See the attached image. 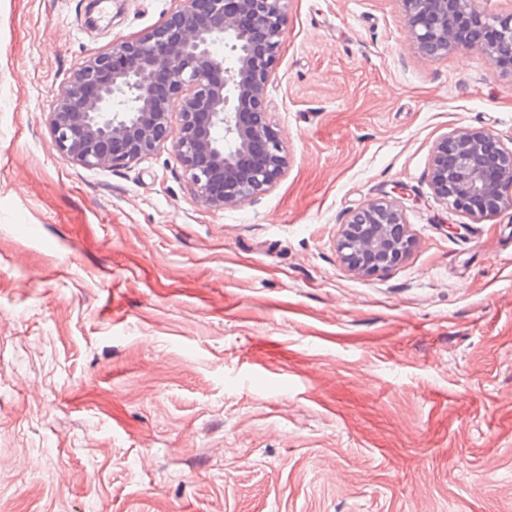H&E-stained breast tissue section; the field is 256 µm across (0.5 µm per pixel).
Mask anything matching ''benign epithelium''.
<instances>
[{
  "label": "benign epithelium",
  "instance_id": "7a95c632",
  "mask_svg": "<svg viewBox=\"0 0 512 512\" xmlns=\"http://www.w3.org/2000/svg\"><path fill=\"white\" fill-rule=\"evenodd\" d=\"M290 2L177 0L162 24L113 42L73 73L48 114L54 149L87 167L113 168L138 163L171 140L199 203L224 209L252 201L288 165L286 146L270 127L267 88ZM398 2L418 53L477 49L494 72L512 76V12L488 16L477 0ZM455 18L496 29V42L464 36ZM219 43L232 61L214 51ZM430 185L437 201L465 213L476 205L482 214L512 209V148L480 129L447 133L432 149ZM412 246L396 198L352 211L339 240L344 262L365 274L394 267Z\"/></svg>",
  "mask_w": 512,
  "mask_h": 512
}]
</instances>
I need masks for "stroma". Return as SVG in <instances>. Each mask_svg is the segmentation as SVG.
I'll return each mask as SVG.
<instances>
[{"label": "stroma", "instance_id": "35a3bbf8", "mask_svg": "<svg viewBox=\"0 0 512 512\" xmlns=\"http://www.w3.org/2000/svg\"><path fill=\"white\" fill-rule=\"evenodd\" d=\"M176 0H0V512H512V209L432 195L444 134L512 147V78L414 53L399 0H291L270 123L288 167L202 206L172 145L88 168L61 87ZM409 194L413 247L345 264ZM412 246L402 202L396 198L373 200L352 211L339 240L344 262L365 274L389 270L409 254Z\"/></svg>", "mask_w": 512, "mask_h": 512}]
</instances>
